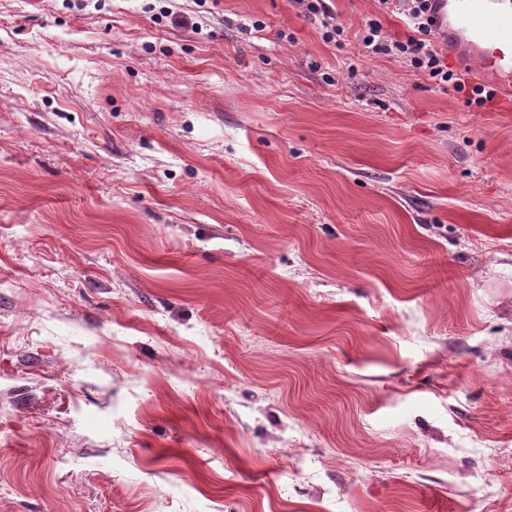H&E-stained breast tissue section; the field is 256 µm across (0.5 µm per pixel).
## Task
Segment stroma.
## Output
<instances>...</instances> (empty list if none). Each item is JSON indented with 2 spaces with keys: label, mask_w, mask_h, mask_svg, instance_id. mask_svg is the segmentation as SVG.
<instances>
[{
  "label": "stroma",
  "mask_w": 512,
  "mask_h": 512,
  "mask_svg": "<svg viewBox=\"0 0 512 512\" xmlns=\"http://www.w3.org/2000/svg\"><path fill=\"white\" fill-rule=\"evenodd\" d=\"M275 504L512 512V104L290 0H0V512ZM291 3L298 8L304 16L319 19L322 27V37L330 42H339L340 39L347 40L348 29L336 22V14L333 7L328 3L330 0H291ZM339 38V39H337Z\"/></svg>",
  "instance_id": "stroma-1"
}]
</instances>
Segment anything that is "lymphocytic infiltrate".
<instances>
[{
    "instance_id": "obj_1",
    "label": "lymphocytic infiltrate",
    "mask_w": 512,
    "mask_h": 512,
    "mask_svg": "<svg viewBox=\"0 0 512 512\" xmlns=\"http://www.w3.org/2000/svg\"><path fill=\"white\" fill-rule=\"evenodd\" d=\"M304 16L319 19L326 41L347 39V28L337 23L329 0H292ZM378 15L365 19L353 33L366 54L394 59L410 72L426 77L439 88H453L465 93L468 104L484 107L496 97L495 89L481 83L469 84L464 74L449 68L445 56L436 47V33L429 14V0H376ZM401 15L407 28L404 36H392L384 29L379 16Z\"/></svg>"
}]
</instances>
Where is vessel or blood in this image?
<instances>
[{"mask_svg": "<svg viewBox=\"0 0 512 512\" xmlns=\"http://www.w3.org/2000/svg\"><path fill=\"white\" fill-rule=\"evenodd\" d=\"M437 46L512 93V0H434Z\"/></svg>", "mask_w": 512, "mask_h": 512, "instance_id": "b4317fda", "label": "vessel or blood"}]
</instances>
